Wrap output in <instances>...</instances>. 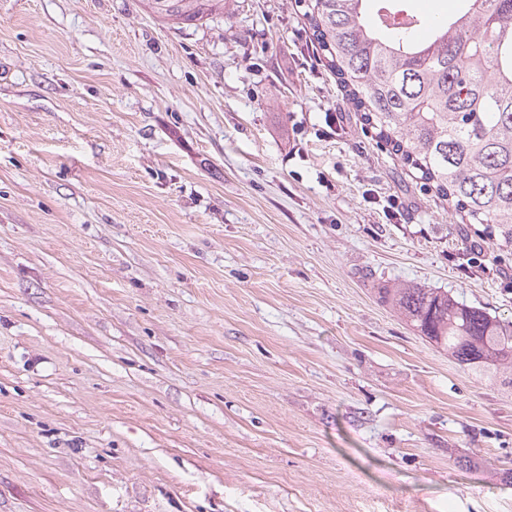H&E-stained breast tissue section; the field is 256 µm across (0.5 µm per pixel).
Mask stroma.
<instances>
[{
    "label": "stroma",
    "mask_w": 512,
    "mask_h": 512,
    "mask_svg": "<svg viewBox=\"0 0 512 512\" xmlns=\"http://www.w3.org/2000/svg\"><path fill=\"white\" fill-rule=\"evenodd\" d=\"M510 268L294 0H0V512H512V386L378 295ZM229 0H142L147 10L164 21L180 26H200L224 18Z\"/></svg>",
    "instance_id": "35a3bbf8"
}]
</instances>
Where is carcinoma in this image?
Here are the masks:
<instances>
[{
	"instance_id": "obj_1",
	"label": "carcinoma",
	"mask_w": 512,
	"mask_h": 512,
	"mask_svg": "<svg viewBox=\"0 0 512 512\" xmlns=\"http://www.w3.org/2000/svg\"><path fill=\"white\" fill-rule=\"evenodd\" d=\"M154 16L200 26L228 0H142ZM310 43L347 104L389 154L512 247V0H457L426 38L402 0H295ZM380 298L474 371H512V325L446 291L398 285Z\"/></svg>"
}]
</instances>
